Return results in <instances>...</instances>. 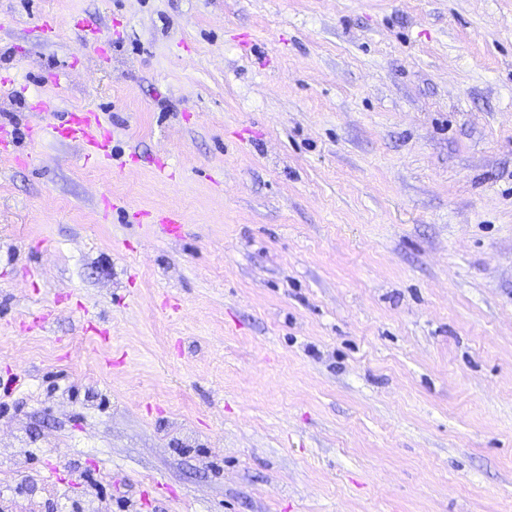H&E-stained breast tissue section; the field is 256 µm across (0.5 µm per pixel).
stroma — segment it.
Masks as SVG:
<instances>
[{
    "instance_id": "1",
    "label": "stroma",
    "mask_w": 512,
    "mask_h": 512,
    "mask_svg": "<svg viewBox=\"0 0 512 512\" xmlns=\"http://www.w3.org/2000/svg\"><path fill=\"white\" fill-rule=\"evenodd\" d=\"M1 78L0 448L112 512H512V0H0ZM53 130L83 146L86 161L107 155L112 143V134L101 126L98 114L93 109L72 113L66 126L53 127ZM151 224H156L160 233L170 240H179L183 237L184 224L181 216L176 212H164L155 216H147Z\"/></svg>"
}]
</instances>
